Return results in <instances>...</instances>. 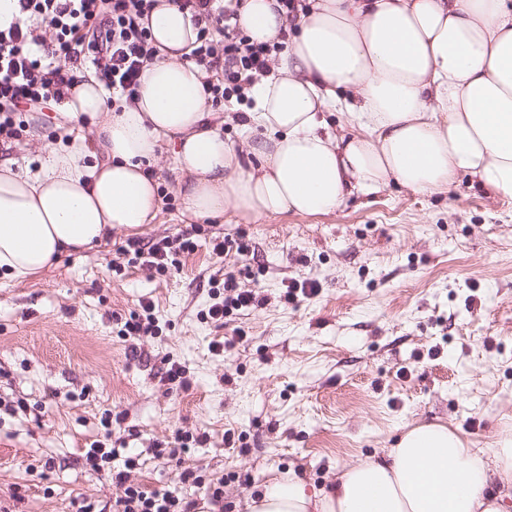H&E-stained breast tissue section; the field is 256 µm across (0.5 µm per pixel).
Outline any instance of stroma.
<instances>
[{
    "mask_svg": "<svg viewBox=\"0 0 512 512\" xmlns=\"http://www.w3.org/2000/svg\"><path fill=\"white\" fill-rule=\"evenodd\" d=\"M24 120L19 137L0 140L22 165L58 134L53 112ZM172 166L167 146L154 223L114 230L23 282L0 279V512H71L75 500L112 512L110 478L81 461L104 439L113 465L138 456L132 478L146 490L203 504L183 464L155 455L192 435L184 464L223 482L224 512H247L269 479L328 485L418 423L441 421L478 448L512 423V198L464 178L431 196L394 185L356 194L315 217L197 222L183 214ZM218 235L245 240L248 260L213 254ZM188 237L194 251L180 252ZM163 238L180 260L166 274L121 252ZM230 271L255 306L202 320ZM302 282L314 294L287 297ZM143 299L158 332L124 339ZM232 336L234 347L211 351ZM174 361L185 387L163 380ZM107 412L121 420L109 432Z\"/></svg>",
    "mask_w": 512,
    "mask_h": 512,
    "instance_id": "stroma-1",
    "label": "stroma"
}]
</instances>
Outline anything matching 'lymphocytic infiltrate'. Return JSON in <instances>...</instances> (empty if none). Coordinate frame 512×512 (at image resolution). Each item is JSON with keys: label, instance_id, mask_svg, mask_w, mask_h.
I'll use <instances>...</instances> for the list:
<instances>
[{"label": "lymphocytic infiltrate", "instance_id": "obj_1", "mask_svg": "<svg viewBox=\"0 0 512 512\" xmlns=\"http://www.w3.org/2000/svg\"><path fill=\"white\" fill-rule=\"evenodd\" d=\"M193 11L201 28L195 62L214 71L205 84L212 101L244 100L255 80L269 70L280 51L277 43L255 42L234 25L243 0H175ZM25 21L0 31V136L16 137L14 117L61 100L74 75L62 61L88 60L101 82L114 96L133 102L140 77L157 49L142 21L157 0H19ZM224 294L209 307L206 317L214 322L250 309L253 291L240 288L233 275H225ZM112 449L95 442L84 449L83 466L107 473L118 494L112 512H196L197 503L169 492L145 490L130 479L139 464L126 458L122 467L112 465Z\"/></svg>", "mask_w": 512, "mask_h": 512}]
</instances>
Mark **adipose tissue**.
<instances>
[{"label":"adipose tissue","instance_id":"obj_1","mask_svg":"<svg viewBox=\"0 0 512 512\" xmlns=\"http://www.w3.org/2000/svg\"><path fill=\"white\" fill-rule=\"evenodd\" d=\"M238 24L285 49L238 113L244 144L225 139L188 59L190 11L158 0V47L137 98L112 106L94 76L63 97L59 139L35 167L0 158V276L21 281L117 228L153 223V168L171 146L184 214L238 220L315 216L354 193L395 185L447 192L460 177L512 197V0H245ZM248 512H512V428L474 447L440 422L340 469L328 488L269 480Z\"/></svg>","mask_w":512,"mask_h":512}]
</instances>
